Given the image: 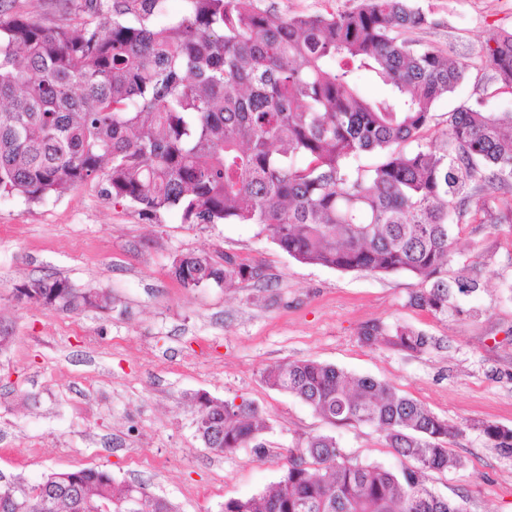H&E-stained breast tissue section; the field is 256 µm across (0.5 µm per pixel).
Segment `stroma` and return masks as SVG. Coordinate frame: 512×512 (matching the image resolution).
I'll return each instance as SVG.
<instances>
[{
  "label": "stroma",
  "mask_w": 512,
  "mask_h": 512,
  "mask_svg": "<svg viewBox=\"0 0 512 512\" xmlns=\"http://www.w3.org/2000/svg\"><path fill=\"white\" fill-rule=\"evenodd\" d=\"M359 0H255L281 17L354 8ZM430 23L411 34L420 47L468 61L470 70L438 99L426 140L448 135V114L482 102L512 112L481 59L512 30V0H416ZM228 253L263 269L232 287L182 288L173 259ZM52 274L104 291L109 309L49 310L14 289ZM478 275L480 289L447 312L411 305L423 288L406 273L365 274L296 261L253 224H187L179 210L150 218L115 203L104 183L30 202L0 196V324L13 336L0 352V481L34 485L54 472L94 467L142 484L177 512H221L226 500L277 481L299 440L331 434L350 456L389 468L400 461L370 426H335L297 398L270 388L265 370L314 359L392 384L459 434L456 464L432 472L440 496H465L468 512H512V459L488 447L478 426L512 428V218L460 223L452 278ZM407 326L437 345L420 354L364 345L362 328ZM260 410L263 454H217L196 431L195 394Z\"/></svg>",
  "instance_id": "35a3bbf8"
}]
</instances>
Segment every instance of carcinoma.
<instances>
[{
	"label": "carcinoma",
	"mask_w": 512,
	"mask_h": 512,
	"mask_svg": "<svg viewBox=\"0 0 512 512\" xmlns=\"http://www.w3.org/2000/svg\"><path fill=\"white\" fill-rule=\"evenodd\" d=\"M82 22L47 24L0 10V195L30 202L100 180L148 215L176 208L188 224H254L293 259L332 269L409 273L428 287L411 304L444 313L478 277L448 279L454 218L495 220V192L512 179V112L482 104L448 113V137L424 141L435 102L466 61L418 48L406 34L429 23L410 0H361L347 11L282 18L255 0H187L159 22L166 0H70ZM485 61L512 91V32ZM374 73L385 94H361ZM374 153L375 162H360ZM485 192L469 209L472 190ZM171 273L188 290L259 280L233 255L188 253ZM21 294L46 309H106L103 291L44 277ZM363 344L410 353L433 346L414 329L366 325ZM335 426L366 425L405 464L347 455L332 435L289 451L278 481L222 512H467L426 483L448 469L459 428L389 383L315 360L264 372ZM197 432L219 452L261 448L266 425L249 404L197 395ZM489 445L512 458V429L492 423ZM176 512L169 500L106 470L53 473L0 487V512Z\"/></svg>",
	"instance_id": "1"
}]
</instances>
